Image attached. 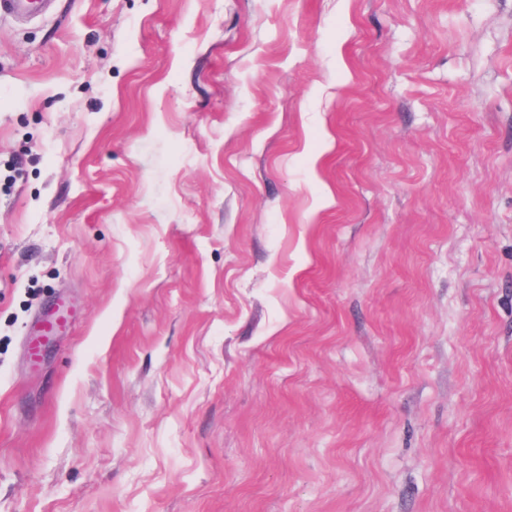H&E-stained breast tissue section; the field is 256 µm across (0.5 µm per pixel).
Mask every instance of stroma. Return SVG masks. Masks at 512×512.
I'll use <instances>...</instances> for the list:
<instances>
[{"mask_svg":"<svg viewBox=\"0 0 512 512\" xmlns=\"http://www.w3.org/2000/svg\"><path fill=\"white\" fill-rule=\"evenodd\" d=\"M0 512H512V0L0 14Z\"/></svg>","mask_w":512,"mask_h":512,"instance_id":"stroma-1","label":"stroma"}]
</instances>
